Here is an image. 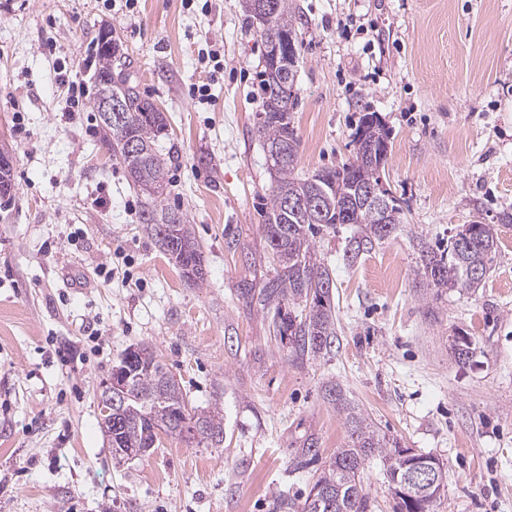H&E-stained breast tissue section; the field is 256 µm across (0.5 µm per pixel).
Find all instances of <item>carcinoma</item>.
<instances>
[{"label":"carcinoma","mask_w":512,"mask_h":512,"mask_svg":"<svg viewBox=\"0 0 512 512\" xmlns=\"http://www.w3.org/2000/svg\"><path fill=\"white\" fill-rule=\"evenodd\" d=\"M274 9L269 26H259V36L268 43L270 32L291 33L295 28V10L292 0H273ZM120 45L105 42L102 36L95 41V75L106 76L109 84L102 90L129 98L126 137L135 140L137 149H126L124 139L108 130L104 141L124 165L133 185L153 200H158L153 188L166 185V158L160 153L158 141L167 135V118L148 99L140 97L133 87L112 79V57ZM262 113L268 119L257 132L262 147L279 146L283 150L280 161H272L275 171L269 201L266 203L264 237L274 262V274L255 292L256 301L271 314L273 331L288 335L295 350L300 353L321 354L332 348L336 340V314L332 305V290L324 285L333 279L317 258L310 236L319 228H333L338 224H359L362 236L354 241L349 260H354L366 246L384 239L379 213L363 203L343 208L354 194L355 183L368 174L369 164L361 155L358 144L390 141L388 130L373 112L360 118L354 135L355 153L351 161L338 169H330L331 183L336 189L322 196L310 177L298 174L299 140L291 121L281 116L283 108L279 85L268 73L260 72ZM306 198L313 202V212L325 211L323 222L316 224L303 215L295 216L283 208L284 197ZM141 223L146 225L168 259L188 280H203L204 252L182 214L153 205L143 211ZM499 242L498 225L464 224L448 239L444 250L421 246L420 270L429 288H460L471 291L484 284L493 268ZM300 305L299 313L288 306ZM126 361L132 377V388L124 410L123 424L116 430L117 450L126 453L147 448L158 440V433L177 436L186 441L195 439L221 442L223 417L216 409L197 413L188 406L177 380L166 370L158 356L147 347L127 351ZM336 406L346 414L349 444L340 449L324 469L314 487L331 495L333 510L322 506L317 511L304 503V512H368L369 501L363 488L364 463L378 456L386 467L388 483L402 472L403 458L400 446L379 436L362 414L346 404L340 388L329 390Z\"/></svg>","instance_id":"obj_1"}]
</instances>
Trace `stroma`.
<instances>
[{
    "instance_id": "stroma-1",
    "label": "stroma",
    "mask_w": 512,
    "mask_h": 512,
    "mask_svg": "<svg viewBox=\"0 0 512 512\" xmlns=\"http://www.w3.org/2000/svg\"><path fill=\"white\" fill-rule=\"evenodd\" d=\"M298 170L348 162L360 117L390 133L384 181L403 222L356 260L360 229L315 241L331 273L330 352L296 353L241 290L272 275L263 234L272 172L257 134L264 46L242 0H0V150L15 184L0 211V512H303L349 441L340 386L387 439L437 457L433 512H512V226L482 288L426 287L419 245L512 212V0H294ZM116 81L169 119L164 204L203 246L189 282L160 250L107 150L92 97L70 81L101 28ZM208 84L209 102L190 88ZM23 124H16V116ZM463 337L473 354L457 363ZM153 350L190 407L219 408L221 443L162 437L117 462L98 424L101 382ZM316 462L302 465L307 439ZM369 512H395L379 458Z\"/></svg>"
}]
</instances>
